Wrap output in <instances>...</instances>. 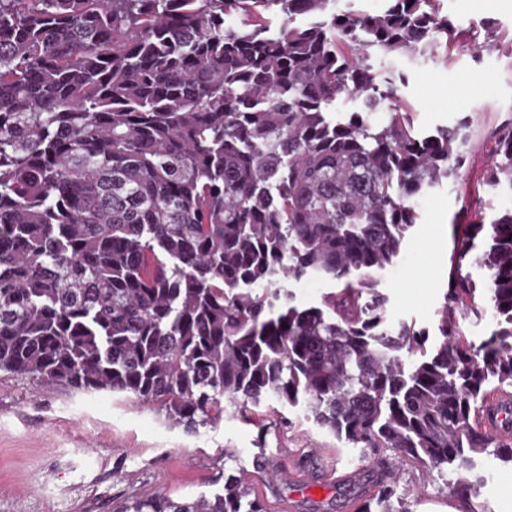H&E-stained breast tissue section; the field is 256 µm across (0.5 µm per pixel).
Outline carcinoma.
Masks as SVG:
<instances>
[{"mask_svg": "<svg viewBox=\"0 0 512 512\" xmlns=\"http://www.w3.org/2000/svg\"><path fill=\"white\" fill-rule=\"evenodd\" d=\"M442 0H0V372L158 406L197 433L222 402L273 400L348 448L386 449L463 504L482 412L512 391V207L452 224L437 340L387 315L382 277L456 179L465 121L415 127L398 64L448 62ZM489 29L471 56L496 50ZM358 109L336 116L340 102ZM487 182L512 190V122ZM487 270L488 307L462 262ZM330 285L295 304L289 281ZM490 312L475 344L457 313ZM355 512H411L381 467ZM118 512H266L240 475L189 503Z\"/></svg>", "mask_w": 512, "mask_h": 512, "instance_id": "1", "label": "carcinoma"}]
</instances>
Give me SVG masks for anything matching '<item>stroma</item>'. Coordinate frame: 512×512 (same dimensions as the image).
<instances>
[{"instance_id":"obj_1","label":"stroma","mask_w":512,"mask_h":512,"mask_svg":"<svg viewBox=\"0 0 512 512\" xmlns=\"http://www.w3.org/2000/svg\"><path fill=\"white\" fill-rule=\"evenodd\" d=\"M444 10L458 33L452 61L409 65L400 93L420 126L469 120L467 163L461 178L421 201L420 222L382 280L390 316L426 329L435 324L451 268L452 221L469 220L481 206L512 205V192L486 180L495 131L512 115V52L476 62L464 47L484 20L512 31V0H445ZM382 460L396 458L388 450L359 456L274 403L247 420L226 408L216 426L192 434L170 426L156 406L121 394L0 374V512H115L144 493L190 501L213 494L236 469L268 512H353L351 481ZM399 473L412 512H456L441 477L412 464ZM472 506L512 512V468L487 462Z\"/></svg>"}]
</instances>
